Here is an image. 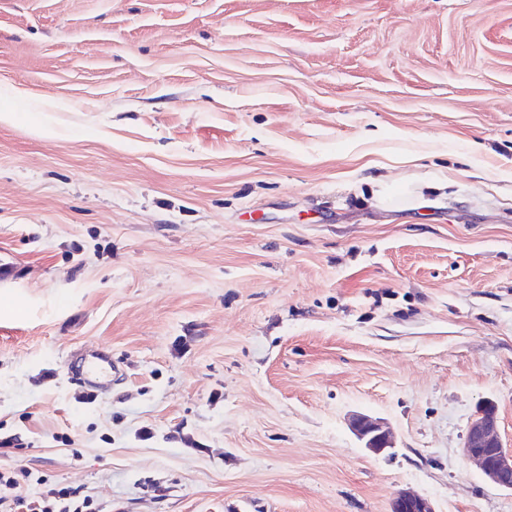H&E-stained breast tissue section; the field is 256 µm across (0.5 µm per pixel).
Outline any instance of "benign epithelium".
I'll return each mask as SVG.
<instances>
[{
  "instance_id": "7a95c632",
  "label": "benign epithelium",
  "mask_w": 512,
  "mask_h": 512,
  "mask_svg": "<svg viewBox=\"0 0 512 512\" xmlns=\"http://www.w3.org/2000/svg\"><path fill=\"white\" fill-rule=\"evenodd\" d=\"M351 428L365 448L379 455L393 442L383 423L362 415L351 420ZM463 456L474 462L490 482L512 491V450L504 448L498 430L496 410L492 403L479 406L477 418L469 428ZM390 512H435L430 502L415 494L400 493L391 503Z\"/></svg>"
}]
</instances>
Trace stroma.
I'll return each instance as SVG.
<instances>
[{"label": "stroma", "mask_w": 512, "mask_h": 512, "mask_svg": "<svg viewBox=\"0 0 512 512\" xmlns=\"http://www.w3.org/2000/svg\"><path fill=\"white\" fill-rule=\"evenodd\" d=\"M485 402L512 449V0H0L20 493L512 512L461 452ZM65 365L73 378L90 388H102L112 375V355L99 349L80 357H70ZM351 428L365 444V448L379 455L393 448V442L383 423L366 416L356 415L351 420ZM390 512H435L430 502L415 494L400 493L391 503Z\"/></svg>", "instance_id": "1"}]
</instances>
